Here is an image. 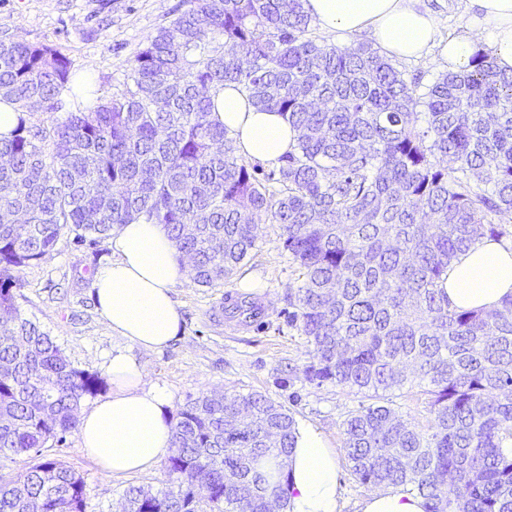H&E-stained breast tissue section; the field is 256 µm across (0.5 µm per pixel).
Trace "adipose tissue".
I'll use <instances>...</instances> for the list:
<instances>
[{
	"instance_id": "1",
	"label": "adipose tissue",
	"mask_w": 512,
	"mask_h": 512,
	"mask_svg": "<svg viewBox=\"0 0 512 512\" xmlns=\"http://www.w3.org/2000/svg\"><path fill=\"white\" fill-rule=\"evenodd\" d=\"M477 5L482 24L441 41L435 18L416 10L411 0H304L323 34L368 33L388 57L415 58L435 51L449 71L457 72L475 54L485 53L498 70L512 72V0H477ZM215 103L214 117L232 132L237 153L272 164L293 150L297 131L279 113L254 107L237 87H224ZM112 251V262L94 276L97 311L131 344L166 347L181 332L172 290L187 277L166 228L123 225L112 236ZM444 288L456 307H500L512 298V243H477L451 263ZM107 369L112 393L80 415L81 446L108 472L150 470L172 446L170 395L157 386H142L143 371L128 352L114 351ZM283 466L290 474L284 487L286 512H339L338 462L321 431L298 428ZM361 512H425V501L405 487L392 486L365 499Z\"/></svg>"
}]
</instances>
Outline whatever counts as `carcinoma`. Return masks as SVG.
Wrapping results in <instances>:
<instances>
[{"label": "carcinoma", "mask_w": 512, "mask_h": 512, "mask_svg": "<svg viewBox=\"0 0 512 512\" xmlns=\"http://www.w3.org/2000/svg\"><path fill=\"white\" fill-rule=\"evenodd\" d=\"M187 3L136 52L124 91L92 108L67 57L0 37V103L19 113L0 137V460L37 456L0 473V512H86L82 478L40 449L106 388L23 316L15 269L65 229L96 243L150 221L214 288L265 218L298 271L288 319L309 346L303 380L373 399L345 421L355 477L402 485L426 512H512V299L459 310L443 288L460 253L509 235L512 74L477 54L424 84L369 43L312 36L303 0ZM227 83L299 132L267 174L212 119ZM410 373L427 385L425 432L387 402ZM172 429L168 486L128 489L127 512L284 507L279 459L296 431L284 406L203 392Z\"/></svg>", "instance_id": "carcinoma-1"}]
</instances>
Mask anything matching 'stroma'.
I'll return each instance as SVG.
<instances>
[{
    "instance_id": "35a3bbf8",
    "label": "stroma",
    "mask_w": 512,
    "mask_h": 512,
    "mask_svg": "<svg viewBox=\"0 0 512 512\" xmlns=\"http://www.w3.org/2000/svg\"><path fill=\"white\" fill-rule=\"evenodd\" d=\"M414 6L436 18L443 40L479 21L471 0H414ZM185 8V0H0V36L65 54L73 72L90 76L95 85L97 97L85 101L92 107L122 90L135 53ZM280 235L279 225L262 224L259 248L223 286L203 288L189 278L178 284L173 299L182 332L160 350L128 346L95 307L94 274L112 260L111 240L80 243L63 231L50 254L18 270V302L22 314L40 324L80 369L106 376L112 352L129 349L144 384L170 393L169 416L206 391L259 392L285 406L297 425L323 432L339 461L340 512H359L376 488L351 471L344 421L365 398L331 383L300 380L308 346L288 323V293L297 287L298 274ZM243 300L259 307L260 318L247 321L235 313ZM42 455L82 477L86 512H119L127 489L157 492L167 486V459L145 472L114 475L87 456L75 433L63 444L48 442Z\"/></svg>"
}]
</instances>
